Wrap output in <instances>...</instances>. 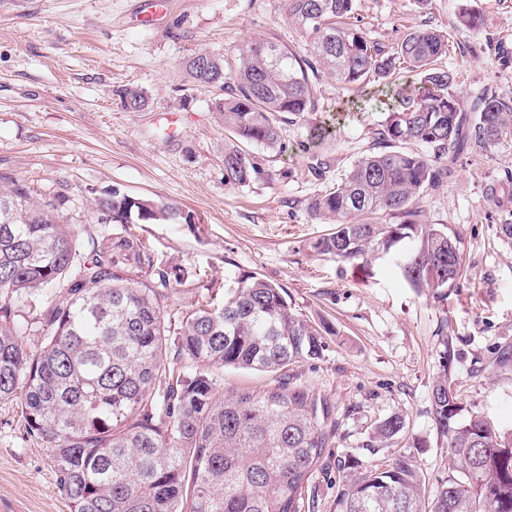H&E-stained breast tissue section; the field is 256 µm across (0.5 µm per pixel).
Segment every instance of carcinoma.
<instances>
[{
    "instance_id": "cac0c4a2",
    "label": "carcinoma",
    "mask_w": 512,
    "mask_h": 512,
    "mask_svg": "<svg viewBox=\"0 0 512 512\" xmlns=\"http://www.w3.org/2000/svg\"><path fill=\"white\" fill-rule=\"evenodd\" d=\"M310 36L307 54L270 38L247 39L235 67L199 53L185 65L193 83L215 91L224 125V182L246 186L261 175L251 148L281 150L282 125L308 126L307 143L326 136L311 121L319 108V70L344 92L345 111H384L375 150L359 156L336 187L308 202L332 224L312 248L350 264L395 252L409 284L440 298L459 287L461 238L421 220L423 195L448 182L455 160L472 149L512 146V94L488 93L466 109L456 75L442 63L448 33L416 26L385 48L351 21L355 0H282ZM458 23L482 24L461 8ZM124 105H147L136 87ZM26 185L0 189V402L22 409L27 436L52 449L71 512H302L305 493L339 429L327 395L290 382L288 367L318 359L322 329L298 316L281 286L242 274L234 286L205 288L183 313L180 331L161 299L185 272L157 264L141 238L114 233L84 253L57 205L28 204ZM103 223L156 224L179 213L118 187L97 199ZM400 218L398 224L391 219ZM39 309L44 347L31 351L13 306ZM176 364L164 363L169 346ZM432 382L436 430L451 473L429 490L414 453L381 465H343L336 512H512V433L465 414L448 371ZM234 367L276 378L259 389L224 391ZM406 418L394 412L372 429L371 448L399 442Z\"/></svg>"
}]
</instances>
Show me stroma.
I'll use <instances>...</instances> for the list:
<instances>
[{
	"instance_id": "stroma-1",
	"label": "stroma",
	"mask_w": 512,
	"mask_h": 512,
	"mask_svg": "<svg viewBox=\"0 0 512 512\" xmlns=\"http://www.w3.org/2000/svg\"><path fill=\"white\" fill-rule=\"evenodd\" d=\"M136 0H0V185L24 183L29 202L59 197L57 217L83 242L100 238L98 198L117 187L177 208L159 224H129L158 264L190 278L172 285L167 315L191 309L198 289L232 285L251 272L283 288L293 310L327 323L321 358L291 367L296 383L326 394L340 426L312 481L315 512H336L339 466L356 458L379 464L399 446L367 450L374 423L406 417L405 442L416 444L430 487L448 475L430 410V387L441 371L443 338H451L450 371L467 412L512 431V205L498 206L490 185L512 174V148L490 147L460 157L453 177L419 202L422 221L462 239L460 287L437 298L416 292L394 254L375 253L359 267L316 253L312 241L328 225L311 219V196L334 186L343 170L374 148L383 114L336 112L337 88L318 82L329 129L312 153L301 151L304 127L283 126L284 153L254 148L260 178L242 187L224 182V127L214 94L188 78L196 53L233 64L249 38H273L294 49L309 39L287 18L281 0H172L159 21L135 11ZM361 27L390 46L409 28L448 32L449 69L459 74L465 104L481 93L512 92V0H475L482 27L460 25L465 0H355ZM134 86L148 106L126 109L118 89ZM328 163L315 173L314 156ZM0 512H71L61 493L52 451L28 438L21 409L0 403Z\"/></svg>"
}]
</instances>
